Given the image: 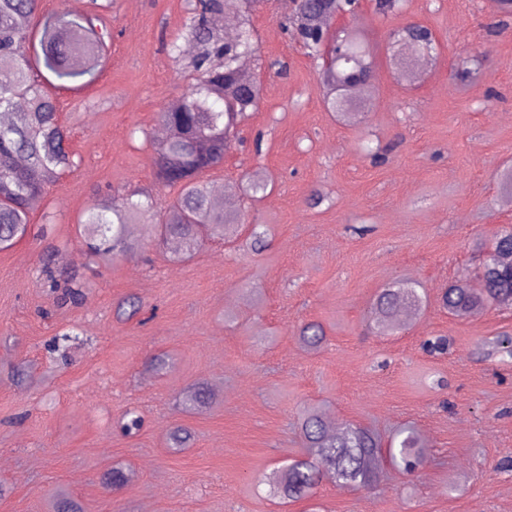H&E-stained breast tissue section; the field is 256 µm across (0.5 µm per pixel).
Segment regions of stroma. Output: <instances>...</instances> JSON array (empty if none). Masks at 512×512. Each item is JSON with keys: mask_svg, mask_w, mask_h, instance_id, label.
<instances>
[{"mask_svg": "<svg viewBox=\"0 0 512 512\" xmlns=\"http://www.w3.org/2000/svg\"><path fill=\"white\" fill-rule=\"evenodd\" d=\"M290 0H270L253 17L265 72L260 108L243 142L211 186L259 173L266 195L235 194L241 214L231 238L206 242L184 261L167 245L147 254L88 264L78 215L97 195L145 189L158 201L155 114L184 90L186 73L169 44L187 0H113L112 41L98 82L60 90L79 166L32 205V224L50 226L57 278L79 272L80 302L57 308L41 272L40 248L25 239L0 250V512H55L67 494L81 512H307L308 502H272L258 482L301 449L300 412L319 405L336 423L376 428L383 438L411 426L425 435L430 462L406 474L382 463L366 489L323 480L322 512H512V367L482 360L481 343L512 333V309L457 319L435 301L449 281L471 276L477 242L512 225V199L498 175L512 166V25L499 29L498 0H405L398 15L362 0L350 26L373 48L375 78L366 123L326 111L315 63L282 28ZM417 22L432 30L435 58L409 85L390 65L391 29ZM477 54L476 80L454 76ZM372 141L388 155L372 165ZM325 200L312 208L307 198ZM264 225L269 246L253 252L247 227ZM419 282L427 309L392 336L368 332L370 304L394 280ZM135 297L140 313L117 319L113 306ZM323 326L317 351L297 329ZM78 326L66 352L55 335ZM448 337L447 355L422 343ZM167 352L175 370L147 367ZM26 363L24 378L12 365ZM215 395L202 414L182 411L193 384ZM141 429L124 434L129 409ZM191 430L188 448L171 431ZM133 477L107 486L114 465Z\"/></svg>", "mask_w": 512, "mask_h": 512, "instance_id": "obj_1", "label": "stroma"}]
</instances>
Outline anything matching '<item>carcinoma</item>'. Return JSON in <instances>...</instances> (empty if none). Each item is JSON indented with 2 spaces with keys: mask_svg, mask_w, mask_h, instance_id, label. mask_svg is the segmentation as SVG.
<instances>
[{
  "mask_svg": "<svg viewBox=\"0 0 512 512\" xmlns=\"http://www.w3.org/2000/svg\"><path fill=\"white\" fill-rule=\"evenodd\" d=\"M264 0H194L180 35L173 44L175 61L189 60V81L184 91L164 103L156 113V124L166 130L165 138L150 140L154 155L155 183L173 191L164 206H157L149 192L111 193L91 199L79 221L86 258L109 263L133 251L174 243L175 254L188 257L209 240H222L237 232L240 217L215 204L206 173L224 165L230 144L240 141L241 127L258 111L261 89L252 67L259 66L258 37L252 14ZM295 10L282 23L285 31L307 50L317 63L326 108L355 121L369 113L368 104L348 94L354 86L374 78L368 39L359 29L347 33L342 48H321L316 25H328L327 11L350 8L351 0H294ZM374 11L387 17L402 9L403 0H373ZM38 0H0V70L11 79L0 83V249H8L31 233V202L44 196L78 162L70 149V129L62 121L56 98L44 89L41 77L48 72L53 87L77 90L100 78L112 30L102 12L108 3L90 0L82 11L48 14L34 23ZM231 19L232 38L212 26L210 16ZM419 31L430 29L408 23L391 33L395 48L411 44L417 62L436 49L434 38L415 41ZM398 77L406 82L415 77L403 52L391 56ZM481 66L475 55L465 57L456 76L470 77ZM142 224L145 236L132 239L127 225ZM497 251L499 260L487 265L477 278L448 282L441 303L448 314L464 319L491 306L512 307V226L494 232L489 244L479 249ZM52 243L43 247V268L49 288L57 293L60 306L75 305L85 283L77 273L59 280L51 267ZM141 309L140 301L129 298L117 304L119 319H130ZM418 314L424 299L417 284L400 281L382 289L371 303V323L381 336L400 331L398 314ZM298 340L316 350L325 340L318 323L304 324ZM486 357L512 364V334L501 333L483 343ZM430 355L448 353L450 341L431 336L423 343ZM184 403L203 412L213 393L202 384L188 387ZM303 450L263 475L269 494L275 498L303 500L314 497L321 478L337 483L367 487L380 479V466L387 460L408 474L418 471L428 459L419 433L401 430L389 443L361 425L331 429L317 407L305 408L300 417Z\"/></svg>",
  "mask_w": 512,
  "mask_h": 512,
  "instance_id": "obj_1",
  "label": "carcinoma"
}]
</instances>
